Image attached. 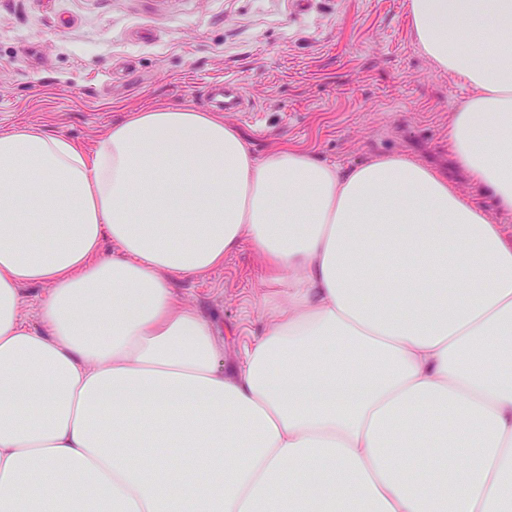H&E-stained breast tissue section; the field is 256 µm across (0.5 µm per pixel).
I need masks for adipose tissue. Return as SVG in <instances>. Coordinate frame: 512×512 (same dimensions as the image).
<instances>
[{"label": "adipose tissue", "instance_id": "obj_1", "mask_svg": "<svg viewBox=\"0 0 512 512\" xmlns=\"http://www.w3.org/2000/svg\"><path fill=\"white\" fill-rule=\"evenodd\" d=\"M407 12L494 213L408 155L258 156L194 108L90 149L0 130V512H512V0ZM244 245L279 300L228 375L172 284ZM25 288L24 311L30 324L36 327L39 326L38 311L40 303L47 293V288L39 284L27 286Z\"/></svg>", "mask_w": 512, "mask_h": 512}]
</instances>
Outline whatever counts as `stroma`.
<instances>
[{
  "instance_id": "obj_1",
  "label": "stroma",
  "mask_w": 512,
  "mask_h": 512,
  "mask_svg": "<svg viewBox=\"0 0 512 512\" xmlns=\"http://www.w3.org/2000/svg\"><path fill=\"white\" fill-rule=\"evenodd\" d=\"M407 0H0V129L29 124L85 148L126 113L154 105L217 111L240 80L263 126L224 119L256 155L278 144L353 166L407 153L469 190L448 149L467 91L432 69ZM256 252L176 281L208 321L224 366L265 331L273 303Z\"/></svg>"
}]
</instances>
